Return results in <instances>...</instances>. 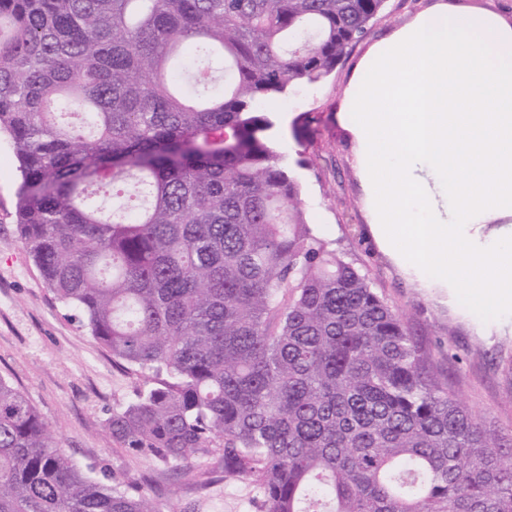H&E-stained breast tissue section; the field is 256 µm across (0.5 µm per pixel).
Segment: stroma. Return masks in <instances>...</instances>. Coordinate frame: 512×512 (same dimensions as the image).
Returning a JSON list of instances; mask_svg holds the SVG:
<instances>
[{"mask_svg": "<svg viewBox=\"0 0 512 512\" xmlns=\"http://www.w3.org/2000/svg\"><path fill=\"white\" fill-rule=\"evenodd\" d=\"M438 0H387L370 34L353 44L321 82L281 99L269 132L296 177L315 233L364 274L402 316L432 370L484 426L512 432V321H481L459 302L419 287L378 249L354 139L339 117L354 69L371 46L432 9ZM309 123L308 146L293 137ZM21 177L9 139L0 136V376L18 388L62 450L92 477L114 475L148 495L158 512H262L254 487L224 478L221 452L172 468L112 444L104 422L133 398L136 381L89 333L79 313L49 293L16 232Z\"/></svg>", "mask_w": 512, "mask_h": 512, "instance_id": "35a3bbf8", "label": "stroma"}]
</instances>
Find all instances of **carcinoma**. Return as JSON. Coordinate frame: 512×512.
<instances>
[{
	"instance_id": "cac0c4a2",
	"label": "carcinoma",
	"mask_w": 512,
	"mask_h": 512,
	"mask_svg": "<svg viewBox=\"0 0 512 512\" xmlns=\"http://www.w3.org/2000/svg\"><path fill=\"white\" fill-rule=\"evenodd\" d=\"M386 2L0 0L17 231L143 379L107 419L117 447L176 469L218 450L264 512H512V435L315 234L265 135L262 105L328 77ZM0 512L157 510L0 377Z\"/></svg>"
}]
</instances>
